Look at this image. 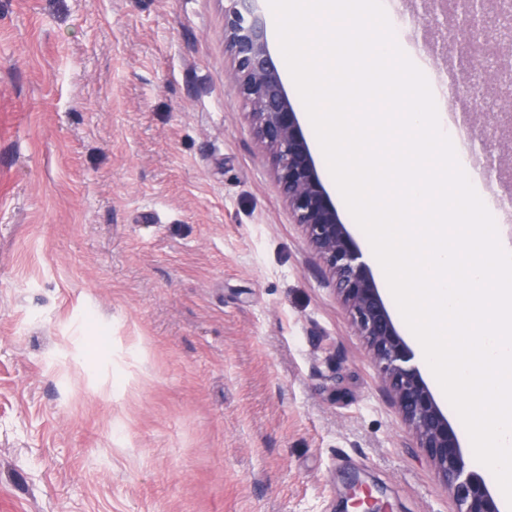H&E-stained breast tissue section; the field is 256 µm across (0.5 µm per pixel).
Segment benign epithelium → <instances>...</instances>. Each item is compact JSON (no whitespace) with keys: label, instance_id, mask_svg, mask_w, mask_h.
Masks as SVG:
<instances>
[{"label":"benign epithelium","instance_id":"7a95c632","mask_svg":"<svg viewBox=\"0 0 512 512\" xmlns=\"http://www.w3.org/2000/svg\"><path fill=\"white\" fill-rule=\"evenodd\" d=\"M418 18L434 32L440 55L453 53L467 92L490 97L500 111H483L471 132L482 145L487 171L507 183L512 168L503 155L512 151V0H419ZM482 27L483 59L472 61L476 43L462 39L463 25ZM224 38L233 67L228 79L250 107L248 117L266 153L292 223L335 285L357 332L363 336L391 402L412 431L416 447L444 481L457 512H500L484 480L468 466L457 434L430 386L416 355L400 333L368 263L327 191L308 140L270 54L266 26L256 0H227Z\"/></svg>","mask_w":512,"mask_h":512}]
</instances>
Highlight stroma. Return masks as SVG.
Listing matches in <instances>:
<instances>
[{
	"label": "stroma",
	"mask_w": 512,
	"mask_h": 512,
	"mask_svg": "<svg viewBox=\"0 0 512 512\" xmlns=\"http://www.w3.org/2000/svg\"><path fill=\"white\" fill-rule=\"evenodd\" d=\"M225 0H0V512H455L229 86Z\"/></svg>",
	"instance_id": "1"
}]
</instances>
